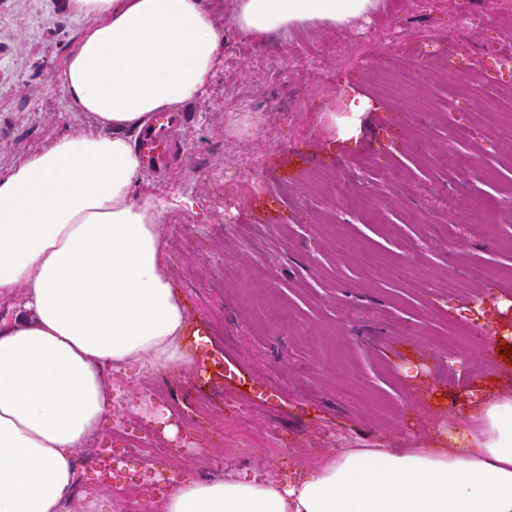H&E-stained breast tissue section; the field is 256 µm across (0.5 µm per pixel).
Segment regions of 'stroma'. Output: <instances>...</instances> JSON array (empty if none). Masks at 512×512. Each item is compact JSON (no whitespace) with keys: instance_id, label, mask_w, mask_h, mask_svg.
Here are the masks:
<instances>
[{"instance_id":"obj_1","label":"stroma","mask_w":512,"mask_h":512,"mask_svg":"<svg viewBox=\"0 0 512 512\" xmlns=\"http://www.w3.org/2000/svg\"><path fill=\"white\" fill-rule=\"evenodd\" d=\"M497 0H382L371 23L320 27L247 40L226 33L225 64L206 95L185 104L176 135L196 168L167 184L143 173L140 190L178 198L160 231L173 286L192 328L214 346L193 371L150 377L107 371L123 397L169 410L175 438L113 409L78 456L131 435V455L111 480L83 470V494L137 500L159 512L174 473L207 479L225 464L276 480L318 467L343 443L357 448L432 447L448 424L468 425L474 384L512 393V357L490 339L512 328V214L490 240L460 211L470 198L499 199L512 187V132L495 112L512 98L448 103L436 61L424 65L435 108L415 123L400 103L376 93L372 69L391 58L419 60L437 35V55L477 56L486 44L512 49L495 27ZM66 0H0V175L28 153L93 125L69 101L62 72L88 26ZM403 32L379 46L382 28ZM313 54L333 76L312 84L282 46ZM368 67L354 64L360 50ZM268 70L260 109L256 60ZM372 97L358 138L339 135L335 116L351 93ZM237 189L228 192L225 172ZM262 193H253L254 184ZM379 196L369 213L344 196ZM343 225L355 245L339 254L329 233ZM169 449L166 465L149 451Z\"/></svg>"}]
</instances>
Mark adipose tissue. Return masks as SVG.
I'll return each mask as SVG.
<instances>
[{
  "mask_svg": "<svg viewBox=\"0 0 512 512\" xmlns=\"http://www.w3.org/2000/svg\"><path fill=\"white\" fill-rule=\"evenodd\" d=\"M88 18L63 71L93 130L0 176V296L26 314L0 330V512H96L73 496L76 451L118 394L103 369L143 376L200 357L171 286L159 226L171 200L138 192L130 133L201 98L224 30L256 39L370 21L381 0H235L220 26L203 0H67ZM471 427L434 448H345L276 482L226 466L171 484L161 512H512V394L480 399Z\"/></svg>",
  "mask_w": 512,
  "mask_h": 512,
  "instance_id": "obj_1",
  "label": "adipose tissue"
}]
</instances>
